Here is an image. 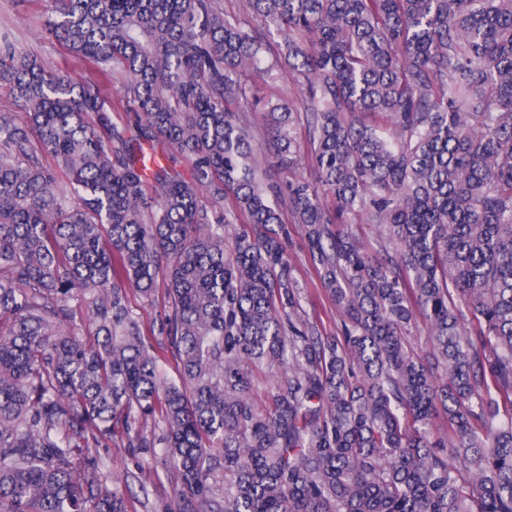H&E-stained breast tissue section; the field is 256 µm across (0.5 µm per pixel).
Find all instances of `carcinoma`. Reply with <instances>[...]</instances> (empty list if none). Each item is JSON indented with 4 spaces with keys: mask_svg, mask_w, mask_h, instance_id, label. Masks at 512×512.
Listing matches in <instances>:
<instances>
[{
    "mask_svg": "<svg viewBox=\"0 0 512 512\" xmlns=\"http://www.w3.org/2000/svg\"><path fill=\"white\" fill-rule=\"evenodd\" d=\"M240 2L52 0L109 102L0 45V512H127L114 442L165 512H512V0ZM292 232L289 254L295 267V277L302 288V307L311 320L317 321L327 333H336V307L324 290L312 265L300 233ZM92 456H101L107 460L112 471L132 475L128 485H122L127 512H165V505L172 498V484L166 467L158 462H152L151 468L143 473L136 467V462L142 457L151 458L150 453H140L134 456L127 448H92ZM90 455V456H91ZM144 485L146 493L142 490Z\"/></svg>",
    "mask_w": 512,
    "mask_h": 512,
    "instance_id": "cac0c4a2",
    "label": "carcinoma"
}]
</instances>
